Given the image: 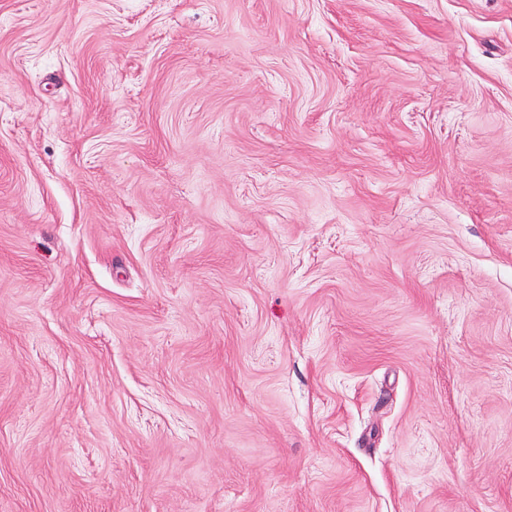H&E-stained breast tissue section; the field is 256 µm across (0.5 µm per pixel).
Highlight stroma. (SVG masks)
<instances>
[{
    "label": "stroma",
    "mask_w": 512,
    "mask_h": 512,
    "mask_svg": "<svg viewBox=\"0 0 512 512\" xmlns=\"http://www.w3.org/2000/svg\"><path fill=\"white\" fill-rule=\"evenodd\" d=\"M0 512H512V0H0Z\"/></svg>",
    "instance_id": "35a3bbf8"
}]
</instances>
